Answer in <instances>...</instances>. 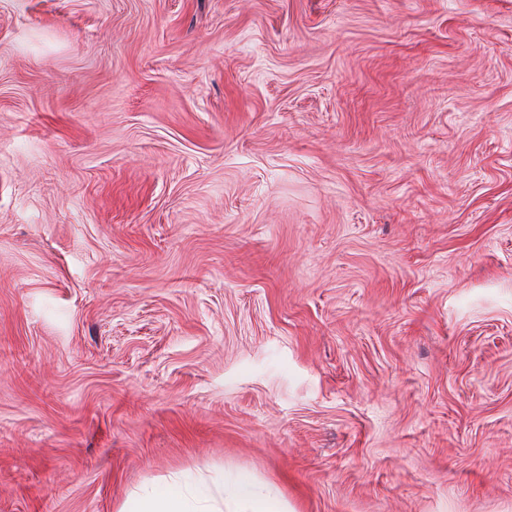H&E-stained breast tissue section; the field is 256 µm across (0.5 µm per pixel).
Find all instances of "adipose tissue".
Wrapping results in <instances>:
<instances>
[{
	"label": "adipose tissue",
	"instance_id": "obj_1",
	"mask_svg": "<svg viewBox=\"0 0 512 512\" xmlns=\"http://www.w3.org/2000/svg\"><path fill=\"white\" fill-rule=\"evenodd\" d=\"M119 512H287L276 494L239 479L217 497L206 487L174 477L153 483L129 498Z\"/></svg>",
	"mask_w": 512,
	"mask_h": 512
}]
</instances>
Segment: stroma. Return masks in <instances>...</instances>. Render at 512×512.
Segmentation results:
<instances>
[{
	"instance_id": "stroma-1",
	"label": "stroma",
	"mask_w": 512,
	"mask_h": 512,
	"mask_svg": "<svg viewBox=\"0 0 512 512\" xmlns=\"http://www.w3.org/2000/svg\"><path fill=\"white\" fill-rule=\"evenodd\" d=\"M177 472L512 512V0H0V512Z\"/></svg>"
}]
</instances>
